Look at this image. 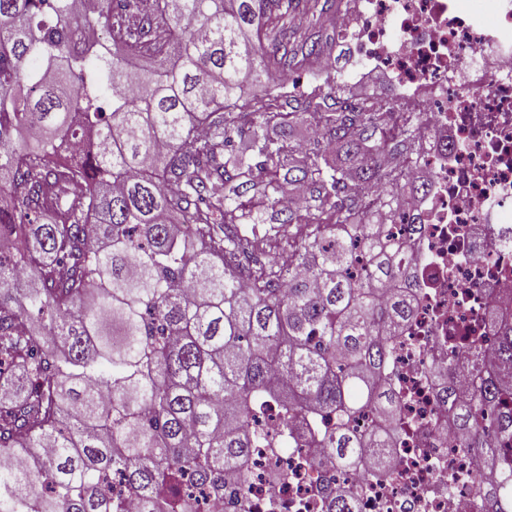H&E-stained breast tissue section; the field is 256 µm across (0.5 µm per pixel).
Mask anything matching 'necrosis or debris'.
<instances>
[{
    "label": "necrosis or debris",
    "instance_id": "necrosis-or-debris-1",
    "mask_svg": "<svg viewBox=\"0 0 512 512\" xmlns=\"http://www.w3.org/2000/svg\"><path fill=\"white\" fill-rule=\"evenodd\" d=\"M355 66L347 78L382 76L390 103L385 130L417 115L415 165L388 152L380 162L407 179H427L405 202L422 226L405 237L418 271V307L395 344L393 384L403 420L398 465L383 482L323 462L305 463L303 429L289 450L250 452L247 480L225 479L220 495L200 493L201 512H322L321 483H358V512H460L478 505L492 473L448 444L441 385L430 374L448 362V339L495 320L512 322V0H350L336 19Z\"/></svg>",
    "mask_w": 512,
    "mask_h": 512
}]
</instances>
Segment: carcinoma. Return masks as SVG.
<instances>
[{
	"instance_id": "obj_1",
	"label": "carcinoma",
	"mask_w": 512,
	"mask_h": 512,
	"mask_svg": "<svg viewBox=\"0 0 512 512\" xmlns=\"http://www.w3.org/2000/svg\"><path fill=\"white\" fill-rule=\"evenodd\" d=\"M294 0H0V512H196L183 478L220 491L249 469L269 402L282 430L305 428L309 464L365 456L388 473L401 428L392 350L416 310L414 257L349 183L388 176L379 204L410 235L399 197L423 190L361 160L392 137L380 99L310 97L344 157L284 141V114L245 112V84L288 77V58L320 56L289 41ZM103 29L119 52L90 40ZM275 42L269 55L263 40ZM239 109L241 124L225 120ZM249 130L257 162L224 158ZM279 225L243 207L255 172ZM343 215L303 241L297 267L238 272L242 241L293 221L295 186ZM440 401L464 447L496 471L485 512H512V327L490 345L449 339ZM471 364L457 395L454 362ZM375 424L352 427L365 409ZM336 414V426L318 417ZM118 474L119 490L111 478ZM360 487L325 497L357 512Z\"/></svg>"
}]
</instances>
